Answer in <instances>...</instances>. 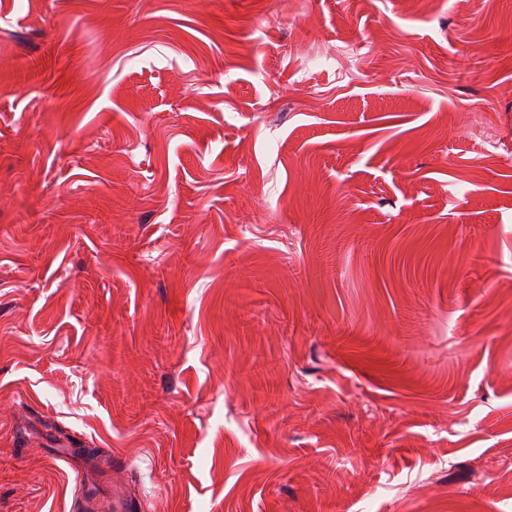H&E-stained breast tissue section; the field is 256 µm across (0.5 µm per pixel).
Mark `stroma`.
Returning <instances> with one entry per match:
<instances>
[{
  "label": "stroma",
  "instance_id": "stroma-1",
  "mask_svg": "<svg viewBox=\"0 0 512 512\" xmlns=\"http://www.w3.org/2000/svg\"><path fill=\"white\" fill-rule=\"evenodd\" d=\"M112 454L143 512H512V0H0V512Z\"/></svg>",
  "mask_w": 512,
  "mask_h": 512
}]
</instances>
